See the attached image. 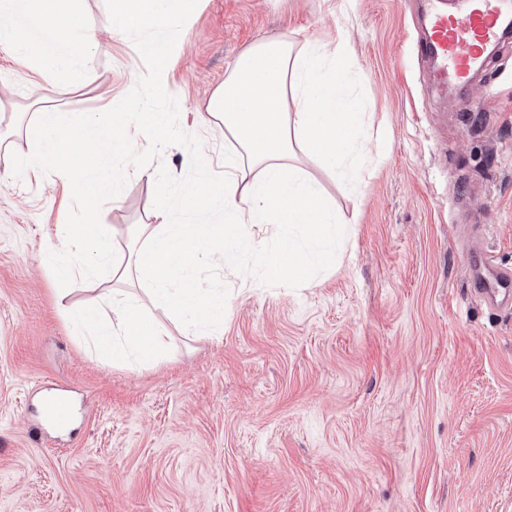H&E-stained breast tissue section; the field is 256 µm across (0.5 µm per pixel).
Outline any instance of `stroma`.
Masks as SVG:
<instances>
[{
	"instance_id": "35a3bbf8",
	"label": "stroma",
	"mask_w": 512,
	"mask_h": 512,
	"mask_svg": "<svg viewBox=\"0 0 512 512\" xmlns=\"http://www.w3.org/2000/svg\"><path fill=\"white\" fill-rule=\"evenodd\" d=\"M421 0H199L166 69L179 125L224 175L211 95L259 43L353 49L345 92L389 135L348 182L306 170L350 234L308 287L262 279L240 293L210 264L185 288L224 292L220 337L167 324L165 355L113 365L92 327L60 314L102 310L101 287L56 278L47 238L71 189L50 174L14 177L39 109L97 113L135 85L144 62L111 33L105 0H77L82 73L43 80L0 43V114L22 117L0 144V512H512V309L472 293L467 254L512 267V40L460 91L443 92L414 39ZM96 36L89 48L83 34ZM166 147L129 170L101 222L116 248L155 223L157 169L183 177ZM72 406L59 432L40 414Z\"/></svg>"
}]
</instances>
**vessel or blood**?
I'll list each match as a JSON object with an SVG mask.
<instances>
[{
    "label": "vessel or blood",
    "instance_id": "b4317fda",
    "mask_svg": "<svg viewBox=\"0 0 512 512\" xmlns=\"http://www.w3.org/2000/svg\"><path fill=\"white\" fill-rule=\"evenodd\" d=\"M426 33L417 44L419 54L427 57L440 84H466L481 70L489 47L501 44L512 35V0H427ZM471 288L491 308L512 306V268L490 267L480 253L470 257ZM47 421L64 429L71 418L65 397L47 400Z\"/></svg>",
    "mask_w": 512,
    "mask_h": 512
}]
</instances>
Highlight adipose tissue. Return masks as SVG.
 <instances>
[{"instance_id":"obj_1","label":"adipose tissue","mask_w":512,"mask_h":512,"mask_svg":"<svg viewBox=\"0 0 512 512\" xmlns=\"http://www.w3.org/2000/svg\"><path fill=\"white\" fill-rule=\"evenodd\" d=\"M74 2L0 0V40L16 42L22 53L37 48L43 77L79 68L71 49ZM350 59L341 37L329 47L270 40L242 57L209 103L211 117L221 120L225 137L234 141L224 153L223 184H213L208 168L196 169L202 202L221 212L223 223L208 229L134 224L123 253L108 236L59 226L46 253L54 275L148 278L156 310L146 317L137 300L116 292L108 315L66 307L63 317L94 322L95 343L113 363L145 367L165 352L164 319H179L210 336L224 331L223 293L177 287L185 271L216 261L249 289L256 281L246 261L255 255L267 276L293 285H309L314 268L333 266L341 239L336 211L297 157L313 154L342 177L358 170L369 117L343 93Z\"/></svg>"}]
</instances>
